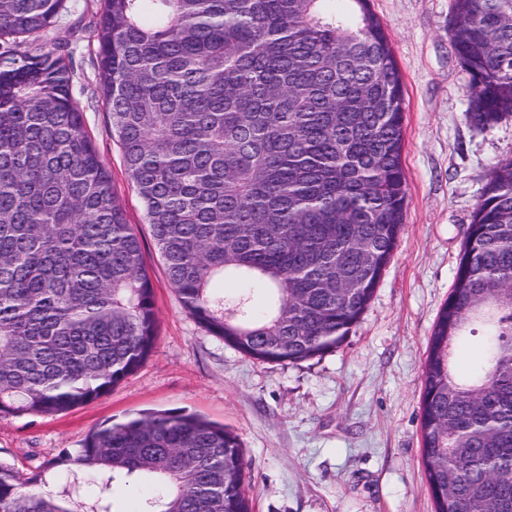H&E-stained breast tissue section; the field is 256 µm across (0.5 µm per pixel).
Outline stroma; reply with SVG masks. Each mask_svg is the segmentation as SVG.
Wrapping results in <instances>:
<instances>
[{
  "mask_svg": "<svg viewBox=\"0 0 512 512\" xmlns=\"http://www.w3.org/2000/svg\"><path fill=\"white\" fill-rule=\"evenodd\" d=\"M99 9L100 0H70L55 36L72 60L85 127L115 198L140 233L158 337L144 365L107 395L55 416H0V461L31 473L108 421L186 410L238 435L253 512H434L420 437L428 340L491 169L512 160V119L487 129L471 121L450 0H371L404 84L405 227L346 339L290 364L254 360L210 335L170 286L106 110Z\"/></svg>",
  "mask_w": 512,
  "mask_h": 512,
  "instance_id": "1",
  "label": "stroma"
}]
</instances>
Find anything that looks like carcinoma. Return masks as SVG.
I'll return each instance as SVG.
<instances>
[{
    "label": "carcinoma",
    "mask_w": 512,
    "mask_h": 512,
    "mask_svg": "<svg viewBox=\"0 0 512 512\" xmlns=\"http://www.w3.org/2000/svg\"><path fill=\"white\" fill-rule=\"evenodd\" d=\"M68 0H0V415L108 394L157 339L142 241L48 38ZM451 41L481 128L512 118V0H453ZM112 130L171 287L261 362L339 345L404 227L403 83L370 0H101ZM246 285L226 300L217 282ZM267 292L256 305L252 290ZM484 363L456 376L473 326ZM422 460L435 512H512V160L493 168L429 338ZM52 467L0 463V512H252L234 431L164 411L108 422ZM143 491L133 486L118 484L113 489V499L119 510L125 512H137Z\"/></svg>",
    "instance_id": "carcinoma-1"
}]
</instances>
